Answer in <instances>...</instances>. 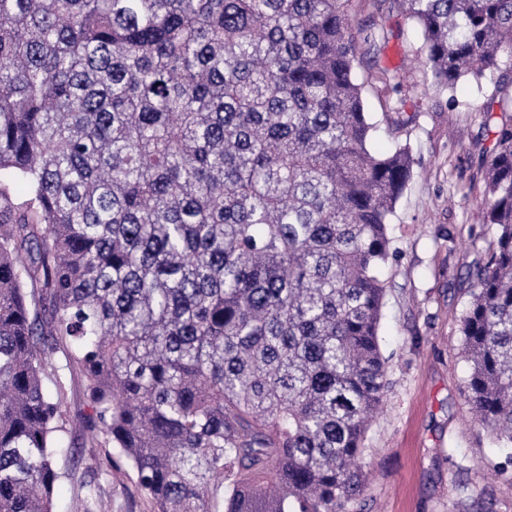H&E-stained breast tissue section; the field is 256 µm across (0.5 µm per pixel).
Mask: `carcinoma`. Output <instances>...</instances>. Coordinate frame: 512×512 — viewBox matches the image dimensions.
Returning <instances> with one entry per match:
<instances>
[{"label": "carcinoma", "instance_id": "1", "mask_svg": "<svg viewBox=\"0 0 512 512\" xmlns=\"http://www.w3.org/2000/svg\"><path fill=\"white\" fill-rule=\"evenodd\" d=\"M352 3L0 0V512H52L72 367L156 512H363L413 158L396 107L369 149ZM399 6L436 87L512 55V0ZM493 134L459 353L512 444V116Z\"/></svg>", "mask_w": 512, "mask_h": 512}]
</instances>
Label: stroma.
<instances>
[{
  "label": "stroma",
  "mask_w": 512,
  "mask_h": 512,
  "mask_svg": "<svg viewBox=\"0 0 512 512\" xmlns=\"http://www.w3.org/2000/svg\"><path fill=\"white\" fill-rule=\"evenodd\" d=\"M352 16L364 32L385 34L378 67L357 69L378 125L372 148H392L384 112L398 101L415 161L391 218L394 255L379 328L390 388L367 435L364 512H512V447L473 423L458 354L466 273L494 235L481 209L492 142L483 107L512 100V56L497 71L436 89L417 64L422 38L401 8L355 0ZM382 68L405 76L406 89L387 90ZM66 387L70 450L58 460L54 512H154L126 459L91 446L79 427L90 412L80 374L67 375Z\"/></svg>",
  "instance_id": "stroma-1"
}]
</instances>
